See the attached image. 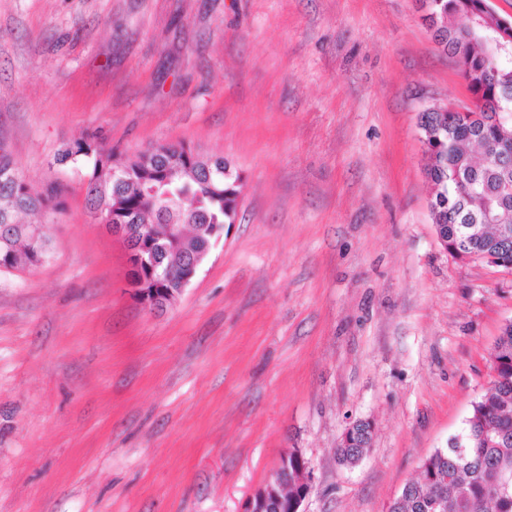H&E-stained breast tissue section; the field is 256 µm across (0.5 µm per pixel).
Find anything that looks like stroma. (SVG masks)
Returning a JSON list of instances; mask_svg holds the SVG:
<instances>
[{"label": "stroma", "instance_id": "1", "mask_svg": "<svg viewBox=\"0 0 512 512\" xmlns=\"http://www.w3.org/2000/svg\"><path fill=\"white\" fill-rule=\"evenodd\" d=\"M468 100L415 0H0V148L64 188L44 263L0 270V512H245L293 450L303 512H386L512 321V272L430 219L418 116ZM79 139L241 175L164 313L135 302L86 166L58 160ZM372 436L371 424L365 421H356L348 430L346 441L341 438L336 455L339 461L347 466L356 465L368 451ZM344 443L347 447H344Z\"/></svg>", "mask_w": 512, "mask_h": 512}]
</instances>
